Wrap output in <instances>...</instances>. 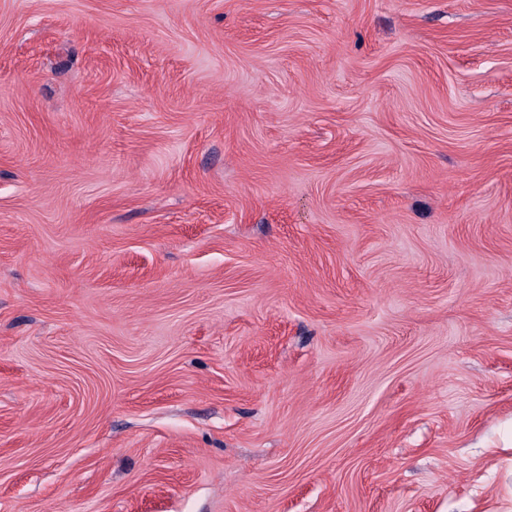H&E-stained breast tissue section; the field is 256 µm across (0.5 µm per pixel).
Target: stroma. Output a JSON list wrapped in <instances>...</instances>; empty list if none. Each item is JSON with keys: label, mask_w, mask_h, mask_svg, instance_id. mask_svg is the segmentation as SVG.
<instances>
[{"label": "stroma", "mask_w": 512, "mask_h": 512, "mask_svg": "<svg viewBox=\"0 0 512 512\" xmlns=\"http://www.w3.org/2000/svg\"><path fill=\"white\" fill-rule=\"evenodd\" d=\"M512 0H0V512L512 491Z\"/></svg>", "instance_id": "obj_1"}]
</instances>
